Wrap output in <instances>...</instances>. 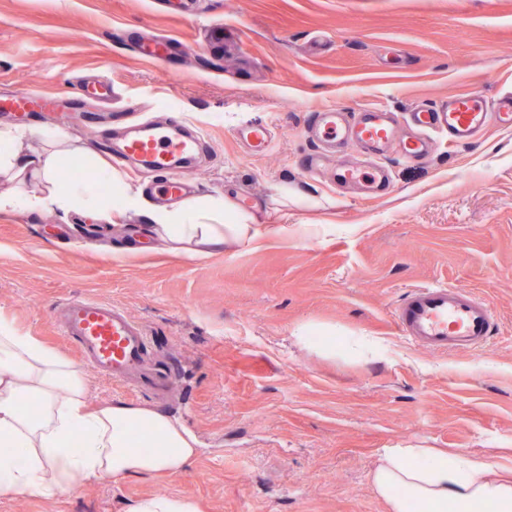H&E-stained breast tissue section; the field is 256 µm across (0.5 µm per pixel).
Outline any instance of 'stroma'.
<instances>
[{
	"mask_svg": "<svg viewBox=\"0 0 512 512\" xmlns=\"http://www.w3.org/2000/svg\"><path fill=\"white\" fill-rule=\"evenodd\" d=\"M101 75L107 111L85 89ZM19 90L65 106L0 110L1 129L26 130L23 149L54 130L81 147L82 171L112 164L134 186L139 165L115 163L95 124L121 134L134 114L179 113L210 143L191 165L196 194H231L239 209L286 216L290 231L203 262L147 239L116 261L125 224L0 213V315L71 358L54 303L124 307L173 388L158 400L87 365L91 403L171 415L200 448L175 475L0 496V512H129L145 495L193 497L204 512H387L370 472L388 448H443L512 473V131L492 125L473 145L394 165L374 198L298 167L317 109L403 112L512 90V0H0V98ZM246 118L275 133L261 154L236 137ZM433 283L492 304L489 349L439 353L401 337L402 294ZM305 323L374 337L385 354L321 355L295 343Z\"/></svg>",
	"mask_w": 512,
	"mask_h": 512,
	"instance_id": "35a3bbf8",
	"label": "stroma"
}]
</instances>
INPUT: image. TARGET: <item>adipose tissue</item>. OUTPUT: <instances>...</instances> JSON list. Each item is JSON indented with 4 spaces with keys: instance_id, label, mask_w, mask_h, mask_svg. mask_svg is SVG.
Here are the masks:
<instances>
[{
    "instance_id": "adipose-tissue-1",
    "label": "adipose tissue",
    "mask_w": 512,
    "mask_h": 512,
    "mask_svg": "<svg viewBox=\"0 0 512 512\" xmlns=\"http://www.w3.org/2000/svg\"><path fill=\"white\" fill-rule=\"evenodd\" d=\"M21 129L0 130V183L35 178L31 189L0 192V212L83 210L115 223L135 214L141 235L166 241L172 254L190 249L210 258L226 245L259 249L287 237L288 227L238 210L226 196H197L180 205L148 207L118 171L99 166L109 188L101 199L83 181L59 184V170L73 152L46 132L48 152L31 157L18 143ZM299 343L324 354L343 350L350 357L382 355L362 339L318 335L316 327L296 331ZM89 389L79 367L0 317V495L35 491L51 497L80 489L94 480H121L139 474H175L199 454L196 435L156 410L112 402L88 404ZM372 484L389 512H512V480L494 477L482 460L440 448H394L376 461Z\"/></svg>"
}]
</instances>
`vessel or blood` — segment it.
Here are the masks:
<instances>
[{"instance_id": "vessel-or-blood-1", "label": "vessel or blood", "mask_w": 512, "mask_h": 512, "mask_svg": "<svg viewBox=\"0 0 512 512\" xmlns=\"http://www.w3.org/2000/svg\"><path fill=\"white\" fill-rule=\"evenodd\" d=\"M512 129V91L489 100L471 93L455 94L441 104L422 105L398 124L391 111L377 107L346 112L331 107L313 113L308 129L314 149L302 155L300 168L311 174L322 171L324 153L340 155L356 147L369 155L367 164L338 166L336 176L345 183L380 190L389 181L388 157L401 164L430 155L429 136L438 133L449 143H473L488 122ZM236 134L253 150L272 142L270 128L260 121L240 125ZM115 151L118 160L140 162L151 174L149 186L161 197L180 200L191 186L182 169L206 147L201 133L187 130L180 117L166 125L145 124L126 134ZM52 323L73 345L80 359L134 390H167L170 373L152 370L147 359L149 337L145 327L121 306L94 298H71L51 309ZM401 334L418 347L444 353L476 352L492 344L494 311L471 289L428 284L407 290L393 310Z\"/></svg>"}]
</instances>
